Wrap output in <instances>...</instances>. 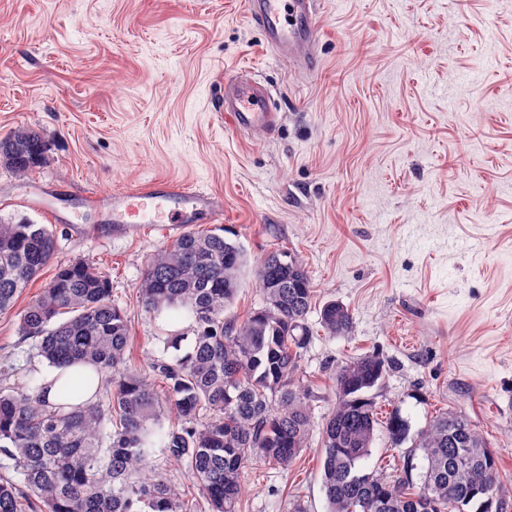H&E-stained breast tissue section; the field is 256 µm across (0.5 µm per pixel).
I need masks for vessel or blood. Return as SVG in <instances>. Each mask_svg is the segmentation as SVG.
<instances>
[{
  "mask_svg": "<svg viewBox=\"0 0 512 512\" xmlns=\"http://www.w3.org/2000/svg\"><path fill=\"white\" fill-rule=\"evenodd\" d=\"M251 21L261 27L268 43L281 50L311 44L315 38L314 0H247ZM263 88L238 84L226 106L236 129L272 127L275 117L264 108ZM92 205L105 210L116 224H166L184 227L200 221L216 222L223 214L222 200L189 184L155 179L144 187L95 196Z\"/></svg>",
  "mask_w": 512,
  "mask_h": 512,
  "instance_id": "1",
  "label": "vessel or blood"
}]
</instances>
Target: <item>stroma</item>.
Wrapping results in <instances>:
<instances>
[{"mask_svg": "<svg viewBox=\"0 0 512 512\" xmlns=\"http://www.w3.org/2000/svg\"><path fill=\"white\" fill-rule=\"evenodd\" d=\"M316 70L282 56L245 0H0V139L36 132L46 161L0 165V219L47 225L56 255L0 315V373L42 384L49 365L19 315L58 268L96 264L129 321L132 367L184 312L146 313L149 258L179 236L112 224L78 195L150 180L200 185L224 201L226 240L247 266L226 319L261 304L260 261L296 254L317 290L299 376L312 426L284 473L252 459L242 512H328L320 465L339 365L374 355L379 419L363 472L391 468L439 411L466 415L495 453L512 499V0H318ZM262 85L273 132L236 130L228 81ZM352 317L324 332L320 306Z\"/></svg>", "mask_w": 512, "mask_h": 512, "instance_id": "1", "label": "stroma"}]
</instances>
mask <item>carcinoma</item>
<instances>
[{"instance_id": "cac0c4a2", "label": "carcinoma", "mask_w": 512, "mask_h": 512, "mask_svg": "<svg viewBox=\"0 0 512 512\" xmlns=\"http://www.w3.org/2000/svg\"><path fill=\"white\" fill-rule=\"evenodd\" d=\"M38 134L0 139V158L17 173L39 165ZM56 240L44 224L0 221V313L48 266ZM246 264L240 245L210 231L186 232L147 263L139 288L147 313L182 310L194 321L182 336H164L152 375L127 358L129 326L112 302L109 279L77 261L58 270L20 312L21 336L38 341L53 367L89 364L96 376L90 401L50 404L45 387H0V454L13 461L16 481L0 475V512H240L243 469L253 456L285 472L305 447L311 411L296 377L310 339L307 315L316 302L303 264L286 252L268 254L257 269L261 306L238 323L224 319ZM70 317L56 321L63 314ZM320 324L348 331V309L323 304ZM177 351L166 357L169 349ZM386 372L374 356L336 371V402L322 425V483L329 512H457L462 498L474 512H508L498 459L474 425L452 410L418 434L424 471L413 479L414 454L391 471L364 473L377 429L370 391ZM99 381H94V378ZM177 423L163 435L166 457L185 466L193 486H175L149 468L153 437L165 411ZM391 444L408 436L395 413L385 423Z\"/></svg>"}]
</instances>
